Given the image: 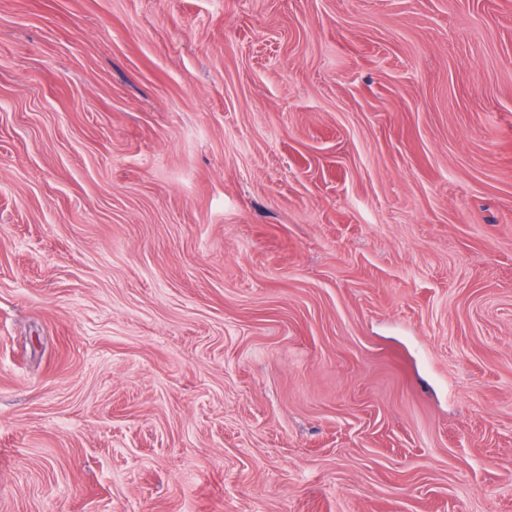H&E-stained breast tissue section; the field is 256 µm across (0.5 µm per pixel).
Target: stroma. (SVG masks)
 I'll use <instances>...</instances> for the list:
<instances>
[{"label": "stroma", "mask_w": 512, "mask_h": 512, "mask_svg": "<svg viewBox=\"0 0 512 512\" xmlns=\"http://www.w3.org/2000/svg\"><path fill=\"white\" fill-rule=\"evenodd\" d=\"M0 512H512V0H0Z\"/></svg>", "instance_id": "obj_1"}]
</instances>
